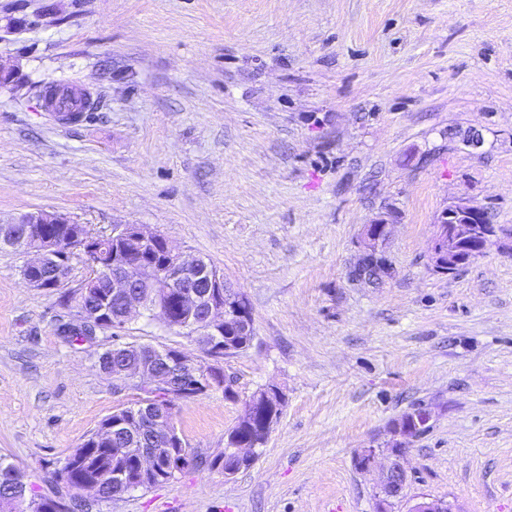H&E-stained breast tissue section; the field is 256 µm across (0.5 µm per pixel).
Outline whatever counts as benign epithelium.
<instances>
[{
  "mask_svg": "<svg viewBox=\"0 0 512 512\" xmlns=\"http://www.w3.org/2000/svg\"><path fill=\"white\" fill-rule=\"evenodd\" d=\"M74 220L59 213L37 210L21 215L15 221L0 226L3 237H17V225H24L20 242L24 244L27 261L24 268L31 274L24 276L33 288H40L44 277L62 285L66 282L71 261L68 256L78 250L98 273V277L109 284L112 297L124 302L122 322H127L144 311L158 312L164 322H169V313L155 290L147 292V298L131 300L128 290L135 285L138 275L149 271L150 267L140 263H126L112 255V260L106 261L104 247L98 245L100 239L86 234L66 232L45 242L35 235L36 224H72ZM389 222L386 218H378L366 225L364 249L355 265L351 276L360 280H371L369 272L380 268L385 276L391 275V267L384 261L380 250L388 237ZM136 235V243L152 246L160 243L166 262L160 271L167 288L184 289V304L191 314L184 330L194 336L219 337L228 328H234L242 335L249 336L254 326L253 317L244 296L235 288L227 286L224 277L215 272L214 268L203 258L187 256L174 247L167 239L159 234L137 225L115 224L112 227L113 242H119ZM495 235L492 224H482L477 220V206L464 200H459L448 206V211L436 231L430 247V259L435 271L441 274H453L467 265L469 260L484 253ZM72 327L85 333V343L92 344L101 332V319L98 314L81 315ZM170 364L183 371L192 372L200 380L204 389L215 387L232 389L224 370L219 363L194 361L185 353L178 352L170 356ZM132 377L140 382L143 393L153 395L159 391H172L170 376L140 362H127L121 373V378ZM282 395L274 386L256 391L246 402L241 420H249L261 416L257 433L250 439H243L228 434L225 452L233 454L240 460L248 461L261 445V440L268 438L274 423L275 411L280 407ZM140 407L142 416H137L128 422L119 418L120 411H114L117 418L112 421V430L125 436H136L144 432L152 435L153 441L167 446H182L177 431L173 429L168 413L158 409L154 402L142 400ZM429 415L416 414L400 419L395 424V433L401 440L387 449L385 463H378V453L373 448L361 449L355 457L358 469L370 471L375 467L381 469V477L375 486L377 512H392L395 504L406 498L408 473L403 457L404 441L420 434L426 429ZM138 473L146 477L157 472L154 450L142 448L136 458ZM409 512H458L453 504L442 499L422 496Z\"/></svg>",
  "mask_w": 512,
  "mask_h": 512,
  "instance_id": "obj_1",
  "label": "benign epithelium"
}]
</instances>
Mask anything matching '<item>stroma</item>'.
I'll return each instance as SVG.
<instances>
[{
  "mask_svg": "<svg viewBox=\"0 0 512 512\" xmlns=\"http://www.w3.org/2000/svg\"><path fill=\"white\" fill-rule=\"evenodd\" d=\"M0 219L49 210L90 231L143 224L245 296L255 338L175 424L199 465L86 512H375L403 414L430 421L406 457L420 496L512 512V0H0ZM90 92L80 122L42 106ZM482 137L480 148L461 141ZM496 235L456 274L430 260L449 204ZM387 215L390 278L350 280L365 224ZM0 249V456L39 491L136 381L102 374L112 344L204 355L151 313L96 347L59 333L63 288H32ZM282 413L252 466L210 467L265 385Z\"/></svg>",
  "mask_w": 512,
  "mask_h": 512,
  "instance_id": "1",
  "label": "stroma"
}]
</instances>
